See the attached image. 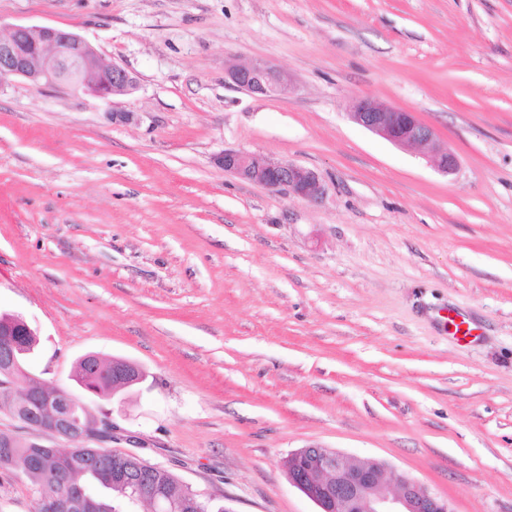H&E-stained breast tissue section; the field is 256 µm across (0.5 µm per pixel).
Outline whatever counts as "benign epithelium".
Listing matches in <instances>:
<instances>
[{"mask_svg": "<svg viewBox=\"0 0 512 512\" xmlns=\"http://www.w3.org/2000/svg\"><path fill=\"white\" fill-rule=\"evenodd\" d=\"M225 79L255 97H272L289 82V76L266 62L239 65L225 63ZM22 77L35 86L64 84L99 98L111 100L131 94L137 80L125 67L106 65L96 49L79 34L49 26L14 25L0 37V79ZM350 119L398 146L427 145L437 169L445 174L457 170V157L439 143L434 130L416 113L386 106L367 98L350 107ZM218 164L236 177L265 186L297 199L316 202L324 194L319 175L288 162H273L244 151H226ZM36 329L21 314H8L0 321V366L11 379H25L23 398L40 400L39 413L29 420L26 441L40 448L48 462L61 448L57 443L85 440L100 442L112 435V422L102 429L82 424L81 415L91 407L64 388L46 394L44 383L29 374L16 356L14 336H35ZM288 479L318 507L319 512H454L448 500L415 479L378 459L350 460L331 448H300L287 457ZM202 494L188 490L175 498L158 482L140 490L132 509L147 502L150 512H198ZM90 502L89 487L73 485L67 497L45 502V512H85Z\"/></svg>", "mask_w": 512, "mask_h": 512, "instance_id": "1", "label": "benign epithelium"}]
</instances>
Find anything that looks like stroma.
Segmentation results:
<instances>
[{
  "label": "stroma",
  "instance_id": "35a3bbf8",
  "mask_svg": "<svg viewBox=\"0 0 512 512\" xmlns=\"http://www.w3.org/2000/svg\"><path fill=\"white\" fill-rule=\"evenodd\" d=\"M16 24L138 85L0 81V311L39 331L31 374L78 395L79 357L137 364L92 403L112 449L229 512H317L284 467L308 446L512 512V0H0ZM228 59L292 82L251 96ZM357 97L417 113L456 172L355 124ZM227 149L324 195L225 173ZM217 162L224 172L297 199L315 202L324 194L322 181L315 171L291 162H273L244 151H224Z\"/></svg>",
  "mask_w": 512,
  "mask_h": 512
}]
</instances>
